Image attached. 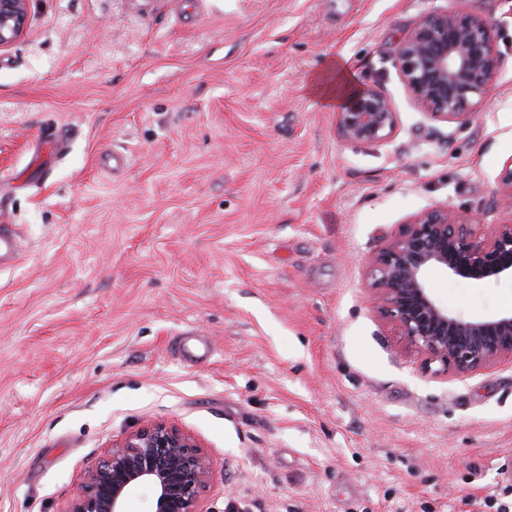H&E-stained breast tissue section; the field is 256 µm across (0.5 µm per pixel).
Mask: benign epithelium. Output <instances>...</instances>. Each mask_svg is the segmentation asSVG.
<instances>
[{
    "mask_svg": "<svg viewBox=\"0 0 512 512\" xmlns=\"http://www.w3.org/2000/svg\"><path fill=\"white\" fill-rule=\"evenodd\" d=\"M32 0H0V47L20 39ZM396 62L414 104L442 122L471 121L493 81L498 56L490 22L458 0L422 15L399 42ZM392 100L375 87L360 89L336 113L350 142H384L398 126ZM499 182L498 203L512 214V164ZM512 271V224L483 228L478 216L432 207L403 226L368 260L366 288L375 307L406 344L446 372L467 374L512 359V311L471 318L451 313L434 298V273L481 280ZM212 478L195 439L174 424L147 423L112 444L88 471L78 495L62 512H125L129 492L148 487L152 512H197Z\"/></svg>",
    "mask_w": 512,
    "mask_h": 512,
    "instance_id": "obj_1",
    "label": "benign epithelium"
}]
</instances>
